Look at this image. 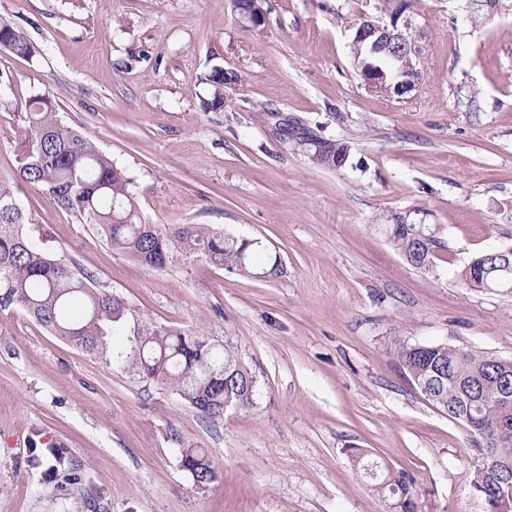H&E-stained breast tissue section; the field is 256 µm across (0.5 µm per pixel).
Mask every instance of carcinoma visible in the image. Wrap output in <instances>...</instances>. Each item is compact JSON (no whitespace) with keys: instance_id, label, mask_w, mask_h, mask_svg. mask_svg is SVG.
Returning a JSON list of instances; mask_svg holds the SVG:
<instances>
[{"instance_id":"1","label":"carcinoma","mask_w":512,"mask_h":512,"mask_svg":"<svg viewBox=\"0 0 512 512\" xmlns=\"http://www.w3.org/2000/svg\"><path fill=\"white\" fill-rule=\"evenodd\" d=\"M503 7L502 0H465V11L474 23ZM0 49L20 56L35 53L27 34L2 19ZM208 81L214 87L211 106L220 110L224 86L238 83L240 76L214 68ZM57 107V97L49 90L28 100L26 125L18 135L15 181L94 226L113 250L150 269H165L179 254L252 278L282 274L279 256L267 254L256 263L261 243L232 236L221 224L143 223L132 179L93 141L62 122ZM304 143L314 148L317 161L328 166L336 165L346 151L342 143L316 135ZM28 224L11 185L0 180V312L24 310L44 329L106 367L168 389L205 419H219L229 409L254 407L256 378L232 342L215 340L201 329L153 321L122 295L100 287L95 273L74 258L50 253L43 238L25 230ZM382 229L407 259L419 239L427 237L421 270L433 267L435 253L442 247V225L408 224L399 216ZM463 283L473 289L512 291V262L498 257L477 261L467 266ZM393 355L433 405L451 411L454 419L475 424L482 433L477 453L488 450L503 465H512V436L499 435L504 425L512 427V406L506 409L498 402L503 382L512 386V359L447 343L403 342ZM345 452L354 468L369 476L384 512H423L413 477L396 473L379 460L370 475V454L365 449L351 445ZM179 463L196 485L217 478L216 462L205 448L180 449ZM510 472L512 468L485 474L480 498L495 500Z\"/></svg>"}]
</instances>
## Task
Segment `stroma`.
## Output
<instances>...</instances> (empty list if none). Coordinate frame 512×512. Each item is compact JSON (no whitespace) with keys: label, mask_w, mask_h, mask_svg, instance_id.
Listing matches in <instances>:
<instances>
[{"label":"stroma","mask_w":512,"mask_h":512,"mask_svg":"<svg viewBox=\"0 0 512 512\" xmlns=\"http://www.w3.org/2000/svg\"><path fill=\"white\" fill-rule=\"evenodd\" d=\"M0 0L37 48L0 50V177L16 167L30 96L132 178L148 224H221L279 254L282 275L180 261L151 270L29 187L17 194L48 248L153 320L231 341L254 408L197 415L177 395L107 369L23 310L0 313V512H383L347 446L417 481L426 512H483L468 427L401 373L396 342L512 359V292L465 288L471 259L512 247V10L471 24L458 0H422L420 87L368 91L352 53L378 0ZM237 72L211 110L213 67ZM296 123L282 133V119ZM346 143L317 163L303 130ZM425 209L444 227L412 267L378 226ZM56 444L49 481L32 445ZM218 478L195 488L180 446Z\"/></svg>","instance_id":"stroma-1"}]
</instances>
